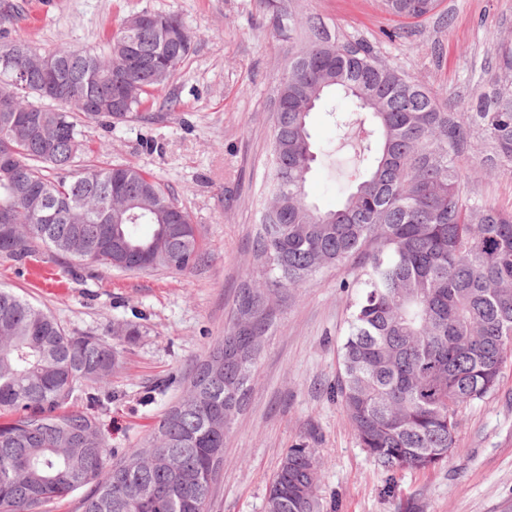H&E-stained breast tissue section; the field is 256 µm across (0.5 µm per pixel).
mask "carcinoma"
Returning <instances> with one entry per match:
<instances>
[{
  "label": "carcinoma",
  "instance_id": "obj_1",
  "mask_svg": "<svg viewBox=\"0 0 512 512\" xmlns=\"http://www.w3.org/2000/svg\"><path fill=\"white\" fill-rule=\"evenodd\" d=\"M385 10L419 20L438 0H383ZM187 58L192 36L167 13ZM315 40L288 60L280 79L272 134L266 219L257 225L253 255L265 280L238 289L224 336L196 364L185 393L143 447L120 459L92 412L71 411L73 397L101 407L119 353L99 336L66 332L45 309L0 288V512H43L91 486L82 512H207L223 458L224 416L246 404L253 368L277 314L270 296L288 295L324 268L362 257L346 287L348 330L339 352L334 394L361 448L386 474L383 493L403 470L434 469L448 461L463 409L484 400L512 365V210L469 197L460 160L472 148V128L491 145L490 173L512 174V80L482 95L470 122L446 112L440 97L381 61L368 44ZM141 41L151 72L125 63V45ZM18 60L38 50L0 43ZM63 81L57 96L0 69V143L16 157L0 167V206L13 212L17 239L0 254L22 257L41 242L55 251L112 268V243L128 253L123 271L190 270L201 262L197 237L172 238L169 219L179 206L140 169L123 164L80 166L90 147L81 122L112 117L90 111L86 98L105 96L121 75L130 87L123 117L145 96L170 83L162 35L148 37L126 16L110 38L107 59L61 47ZM49 100L35 105L17 91ZM341 91L354 111L339 117L365 131L362 169L336 210L322 211L305 194L315 161L308 117L329 93ZM148 187L163 206L133 207L120 224L92 217L72 224L64 210L50 224L33 216L55 204L81 205L109 190ZM149 224V236L139 226ZM319 490L311 449L294 447L266 486L264 512H330Z\"/></svg>",
  "mask_w": 512,
  "mask_h": 512
}]
</instances>
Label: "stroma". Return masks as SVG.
Wrapping results in <instances>:
<instances>
[{
	"mask_svg": "<svg viewBox=\"0 0 512 512\" xmlns=\"http://www.w3.org/2000/svg\"><path fill=\"white\" fill-rule=\"evenodd\" d=\"M287 9L289 27L277 14ZM177 15L192 52L175 79L122 120L87 123L96 164H127L162 183L196 227L203 261L187 272H127L37 245L23 259L0 255V287L49 311L71 333L111 337L113 325L141 329L120 345L112 402L101 411L114 457L148 442L177 403L196 364L224 334L253 258L271 173L274 106L284 62L306 45L310 26L331 39L369 44L378 57L442 95L448 112L502 80L498 52L512 43V0H440L419 22L386 13L382 0H0V43L49 52L66 45L106 53L123 16ZM341 97L311 112L317 152L305 192L323 210L342 205L359 146L332 119ZM488 149L475 132L467 193L512 209V175L485 173ZM349 259L322 270L286 303L251 378L243 411L224 438L209 512H263L266 485L285 452L312 448L320 488L337 512H512V366L498 389L461 414L447 463L398 475L393 496L337 403L338 353L346 328Z\"/></svg>",
	"mask_w": 512,
	"mask_h": 512,
	"instance_id": "35a3bbf8",
	"label": "stroma"
}]
</instances>
